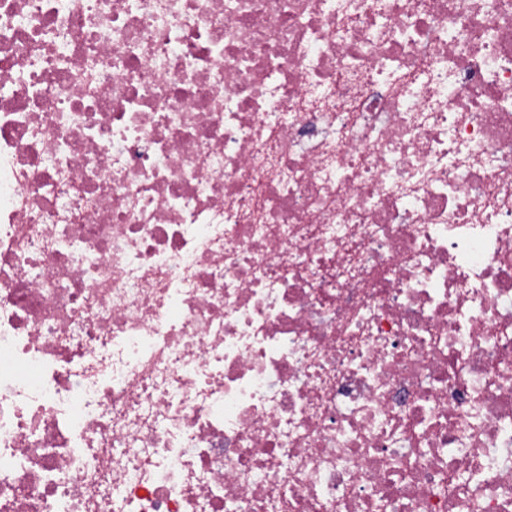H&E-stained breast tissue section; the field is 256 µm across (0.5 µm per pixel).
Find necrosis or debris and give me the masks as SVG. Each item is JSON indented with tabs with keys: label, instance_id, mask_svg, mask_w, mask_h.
<instances>
[{
	"label": "necrosis or debris",
	"instance_id": "4bbe7bcc",
	"mask_svg": "<svg viewBox=\"0 0 512 512\" xmlns=\"http://www.w3.org/2000/svg\"><path fill=\"white\" fill-rule=\"evenodd\" d=\"M0 512H512V0H0Z\"/></svg>",
	"mask_w": 512,
	"mask_h": 512
}]
</instances>
